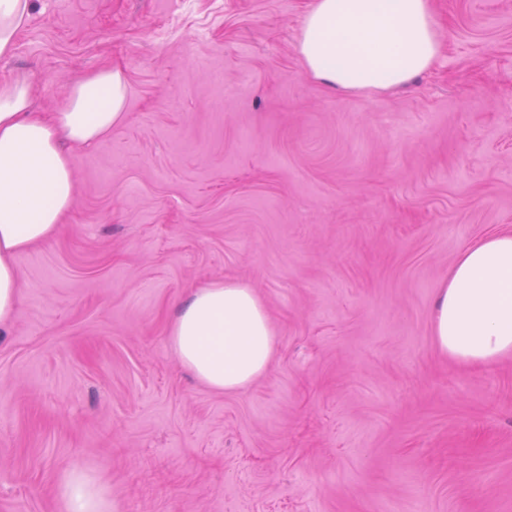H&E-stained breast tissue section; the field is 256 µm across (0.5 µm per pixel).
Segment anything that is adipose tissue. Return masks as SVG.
<instances>
[{
	"instance_id": "obj_1",
	"label": "adipose tissue",
	"mask_w": 512,
	"mask_h": 512,
	"mask_svg": "<svg viewBox=\"0 0 512 512\" xmlns=\"http://www.w3.org/2000/svg\"><path fill=\"white\" fill-rule=\"evenodd\" d=\"M30 0H0V57L10 56ZM431 0H314L296 50L314 79L374 93L430 71L440 54ZM128 85L117 69L71 82L55 112L31 109L23 77L0 81V332L21 303L16 260L55 236L71 211L75 183L67 147L93 145L126 115ZM432 332L440 352L486 365L512 352V229L466 246L439 288ZM182 365L217 393L262 376L274 333L264 303L245 283L217 279L193 291L169 327ZM60 512H112V496L90 475L66 472Z\"/></svg>"
}]
</instances>
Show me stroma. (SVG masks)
Instances as JSON below:
<instances>
[{"label":"stroma","instance_id":"obj_1","mask_svg":"<svg viewBox=\"0 0 512 512\" xmlns=\"http://www.w3.org/2000/svg\"><path fill=\"white\" fill-rule=\"evenodd\" d=\"M311 2L31 0L0 80L39 112L106 66L129 95L17 259L0 512H58L70 468L115 512H512V353L465 367L431 330L458 253L512 226V0H432L440 60L378 93L306 74ZM216 278L276 333L234 394L169 343Z\"/></svg>","mask_w":512,"mask_h":512}]
</instances>
